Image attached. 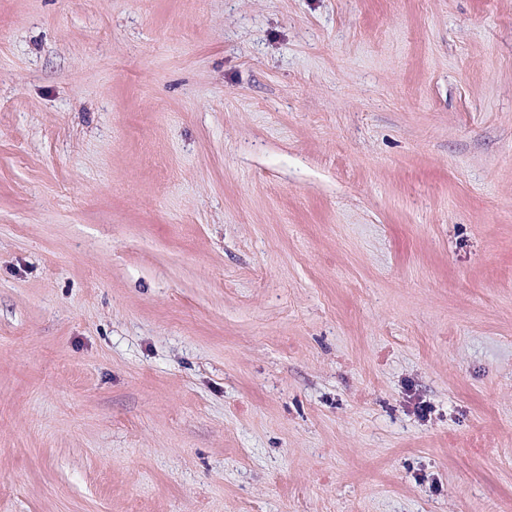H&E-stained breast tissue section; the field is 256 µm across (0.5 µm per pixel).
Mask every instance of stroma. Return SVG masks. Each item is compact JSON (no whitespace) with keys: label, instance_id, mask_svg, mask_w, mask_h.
I'll return each mask as SVG.
<instances>
[{"label":"stroma","instance_id":"stroma-1","mask_svg":"<svg viewBox=\"0 0 512 512\" xmlns=\"http://www.w3.org/2000/svg\"><path fill=\"white\" fill-rule=\"evenodd\" d=\"M0 512H512V0H0Z\"/></svg>","mask_w":512,"mask_h":512}]
</instances>
